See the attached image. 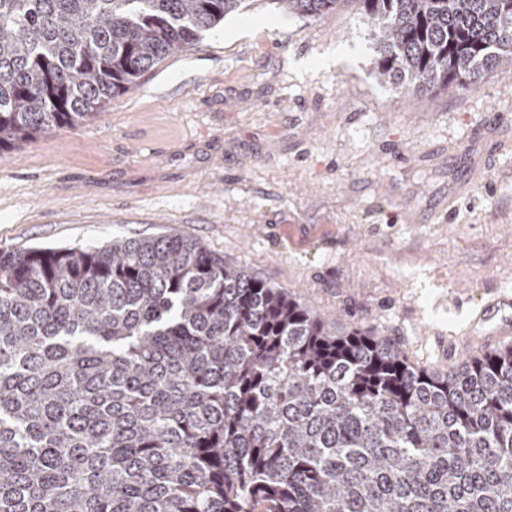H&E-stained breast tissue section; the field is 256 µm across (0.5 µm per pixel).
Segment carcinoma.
<instances>
[{
	"label": "carcinoma",
	"instance_id": "carcinoma-1",
	"mask_svg": "<svg viewBox=\"0 0 512 512\" xmlns=\"http://www.w3.org/2000/svg\"><path fill=\"white\" fill-rule=\"evenodd\" d=\"M242 2L0 0V151ZM361 2L400 91L512 63V0ZM0 512H512V345L416 370L183 233L0 249Z\"/></svg>",
	"mask_w": 512,
	"mask_h": 512
}]
</instances>
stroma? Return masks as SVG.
<instances>
[{
    "label": "stroma",
    "mask_w": 512,
    "mask_h": 512,
    "mask_svg": "<svg viewBox=\"0 0 512 512\" xmlns=\"http://www.w3.org/2000/svg\"><path fill=\"white\" fill-rule=\"evenodd\" d=\"M172 231L419 369L512 344L470 331L512 292V66L401 93L357 0H247L98 120L0 153V249ZM341 0H277L284 9L306 17H316L336 8Z\"/></svg>",
    "instance_id": "obj_1"
}]
</instances>
